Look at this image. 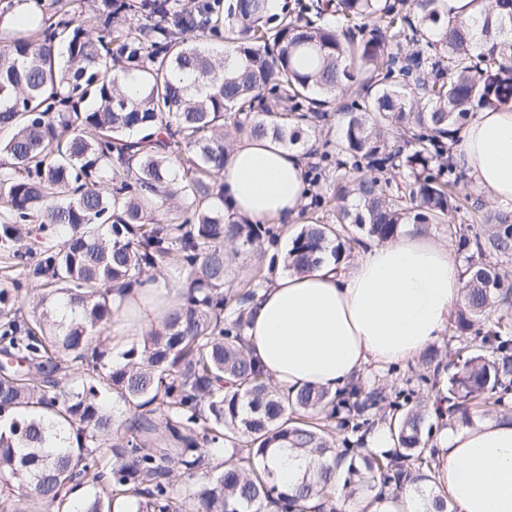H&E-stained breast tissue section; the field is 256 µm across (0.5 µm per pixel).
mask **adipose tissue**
<instances>
[{
	"label": "adipose tissue",
	"mask_w": 512,
	"mask_h": 512,
	"mask_svg": "<svg viewBox=\"0 0 512 512\" xmlns=\"http://www.w3.org/2000/svg\"><path fill=\"white\" fill-rule=\"evenodd\" d=\"M455 157L490 200L512 201V103L479 112L457 135ZM306 160L269 140L245 139L224 159V212L236 222L292 223L303 205ZM463 287L447 246L406 225L365 244L353 263L326 258L264 289L243 342L278 391L343 388L368 366L421 354L448 326ZM174 289L164 281L114 292L112 345L159 327ZM435 488L458 512H512V419L483 417L438 436ZM337 512H426L413 492L384 501L337 499Z\"/></svg>",
	"instance_id": "1"
}]
</instances>
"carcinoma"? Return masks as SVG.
Masks as SVG:
<instances>
[{
    "label": "carcinoma",
    "mask_w": 512,
    "mask_h": 512,
    "mask_svg": "<svg viewBox=\"0 0 512 512\" xmlns=\"http://www.w3.org/2000/svg\"><path fill=\"white\" fill-rule=\"evenodd\" d=\"M28 2L36 15L0 46V268L11 284L0 288V512H29L31 497L62 512L88 478L72 512H336L339 466L350 499L417 491L437 467L434 428L472 405L508 414L512 284L499 262L512 259V207L487 212L479 232L452 223L480 206L451 153L476 112L512 101V0H477V17L452 21L442 0L316 2L314 20L270 0H100L95 38L54 4ZM332 6L335 20H321ZM138 14L150 23H132ZM338 114L335 145L319 132ZM234 133L300 148L309 209L336 199L334 223L311 220L291 238L287 268L362 246L348 226L387 241L403 224H448L466 264L449 360L421 361L425 383L446 373L437 424L414 389L360 377L282 395L247 352L275 259L230 289L225 241L261 259L281 230L224 215ZM331 170L348 181L329 197ZM397 176L405 185L393 190ZM170 263L179 292L161 326L117 358L92 344L112 324L114 290L154 282ZM31 276L36 288L19 296ZM377 421L393 447H368ZM273 448L313 456L316 476L279 484ZM180 478L193 482L184 498Z\"/></svg>",
    "instance_id": "carcinoma-1"
}]
</instances>
